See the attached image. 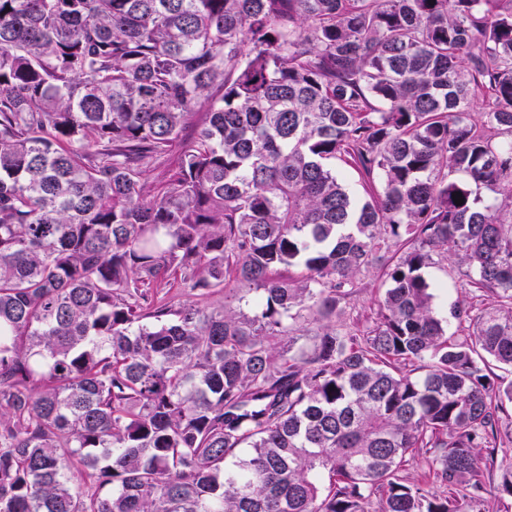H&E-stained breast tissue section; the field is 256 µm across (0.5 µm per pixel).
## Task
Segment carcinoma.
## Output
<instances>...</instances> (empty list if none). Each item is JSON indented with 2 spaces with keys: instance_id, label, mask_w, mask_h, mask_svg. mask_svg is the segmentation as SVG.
I'll return each instance as SVG.
<instances>
[{
  "instance_id": "carcinoma-1",
  "label": "carcinoma",
  "mask_w": 512,
  "mask_h": 512,
  "mask_svg": "<svg viewBox=\"0 0 512 512\" xmlns=\"http://www.w3.org/2000/svg\"><path fill=\"white\" fill-rule=\"evenodd\" d=\"M450 253L494 298L459 336ZM383 258L372 324L326 323ZM502 366L512 0H0V512H475ZM460 271L461 266L455 260L442 262L424 271L426 279L432 285H444L443 288L434 290V306L447 318L449 336L460 334L458 322L451 315L457 305L469 306L477 314L493 303V298L489 295L469 290ZM167 285L164 288H157L153 290L152 295H154L155 300H163L165 302H170L174 304L176 307L182 304H198L201 306H210V305H218L224 302V291L221 293L214 294L209 297H199L189 292L187 288H180L178 283Z\"/></svg>"
}]
</instances>
